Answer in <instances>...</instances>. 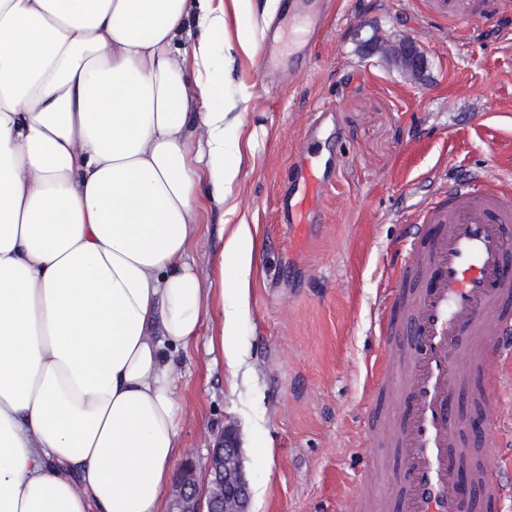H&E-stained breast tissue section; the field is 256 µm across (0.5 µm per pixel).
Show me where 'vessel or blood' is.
<instances>
[{"mask_svg":"<svg viewBox=\"0 0 512 512\" xmlns=\"http://www.w3.org/2000/svg\"><path fill=\"white\" fill-rule=\"evenodd\" d=\"M422 4L452 25L512 14V0ZM297 170L284 218L302 235L332 180L313 152L300 157ZM379 330L385 354L370 400L387 405L389 421L367 430L373 445L398 460L389 494L403 512H498L512 500V482L502 479L494 456L472 446L457 397L489 376L479 411L496 426L494 398L512 391V181L469 174L440 184L407 228L406 256L381 301ZM493 365L498 375H489Z\"/></svg>","mask_w":512,"mask_h":512,"instance_id":"b4317fda","label":"vessel or blood"}]
</instances>
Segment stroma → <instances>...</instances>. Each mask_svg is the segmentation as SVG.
<instances>
[{"label":"stroma","mask_w":512,"mask_h":512,"mask_svg":"<svg viewBox=\"0 0 512 512\" xmlns=\"http://www.w3.org/2000/svg\"><path fill=\"white\" fill-rule=\"evenodd\" d=\"M286 10L279 0L269 26L228 14L230 41L245 33L255 48L213 72L215 103L235 104L253 153L232 190L236 214L202 209L191 256L208 281L224 224L242 218L257 225L262 249L237 339L243 373L231 377L211 351L210 314L181 355L182 452L204 463L234 426L249 485L264 491L250 512H357L397 474L388 460L365 469L381 454L369 445L367 396L380 296L408 216L442 179L512 173V15L465 28L429 20L418 0H332L313 34ZM405 36L427 59L422 77L387 54ZM316 116L332 186L315 236L299 247L282 201Z\"/></svg>","instance_id":"stroma-1"}]
</instances>
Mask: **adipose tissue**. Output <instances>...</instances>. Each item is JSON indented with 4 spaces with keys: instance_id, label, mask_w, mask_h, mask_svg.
Returning a JSON list of instances; mask_svg holds the SVG:
<instances>
[{
    "instance_id": "1",
    "label": "adipose tissue",
    "mask_w": 512,
    "mask_h": 512,
    "mask_svg": "<svg viewBox=\"0 0 512 512\" xmlns=\"http://www.w3.org/2000/svg\"><path fill=\"white\" fill-rule=\"evenodd\" d=\"M224 25L219 0H0V512H160L210 304L241 362L261 241L226 225L208 288L190 256L205 201L237 210Z\"/></svg>"
}]
</instances>
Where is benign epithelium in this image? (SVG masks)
Returning a JSON list of instances; mask_svg holds the SVG:
<instances>
[{
    "instance_id": "obj_1",
    "label": "benign epithelium",
    "mask_w": 512,
    "mask_h": 512,
    "mask_svg": "<svg viewBox=\"0 0 512 512\" xmlns=\"http://www.w3.org/2000/svg\"><path fill=\"white\" fill-rule=\"evenodd\" d=\"M389 53L402 70L416 78L426 69L425 57L409 38L392 45ZM196 472L195 461L186 459L170 492L169 512H248L250 487L234 428H224L211 449L204 481L197 479Z\"/></svg>"
}]
</instances>
